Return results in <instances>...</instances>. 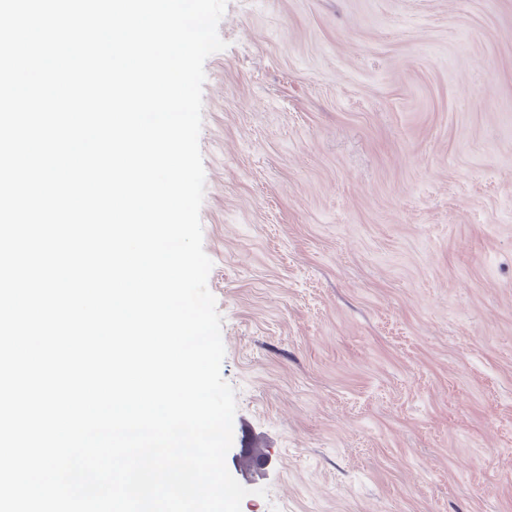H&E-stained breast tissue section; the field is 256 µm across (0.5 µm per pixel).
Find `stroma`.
<instances>
[{"mask_svg": "<svg viewBox=\"0 0 512 512\" xmlns=\"http://www.w3.org/2000/svg\"><path fill=\"white\" fill-rule=\"evenodd\" d=\"M218 32L241 512H512V0H228Z\"/></svg>", "mask_w": 512, "mask_h": 512, "instance_id": "obj_1", "label": "stroma"}]
</instances>
